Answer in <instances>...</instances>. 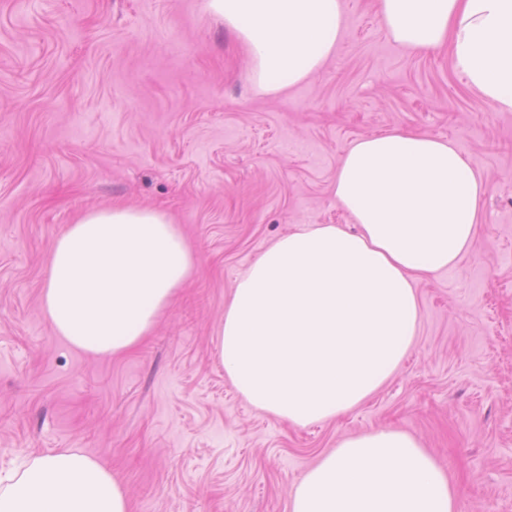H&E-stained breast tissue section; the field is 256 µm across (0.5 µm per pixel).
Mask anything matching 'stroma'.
I'll return each instance as SVG.
<instances>
[{"mask_svg": "<svg viewBox=\"0 0 512 512\" xmlns=\"http://www.w3.org/2000/svg\"><path fill=\"white\" fill-rule=\"evenodd\" d=\"M322 71L260 94L245 47L201 0H0V472L77 448L122 482L131 512H288L337 440L419 437L459 512H512V112L449 48L412 53L375 0H342ZM447 139L483 174L474 248L416 284L412 355L364 404L295 426L237 394L213 327L237 280L302 224L354 222L336 201L363 136ZM166 212L197 252L141 344L94 357L40 308L54 240L92 207Z\"/></svg>", "mask_w": 512, "mask_h": 512, "instance_id": "1", "label": "stroma"}]
</instances>
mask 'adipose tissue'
I'll return each instance as SVG.
<instances>
[{"mask_svg":"<svg viewBox=\"0 0 512 512\" xmlns=\"http://www.w3.org/2000/svg\"><path fill=\"white\" fill-rule=\"evenodd\" d=\"M388 36L412 52L451 45L453 62L498 112H512V0H376ZM246 48L257 89L318 74L346 28L342 0H203ZM334 194L358 226L315 224L280 238L237 282L217 355L257 410L308 425L347 413L414 346L418 279L473 248L482 173L447 140L388 131L354 141ZM194 268L179 225L120 203L85 211L53 242L41 308L53 332L93 356L133 348ZM289 512H458V493L413 435L343 438L293 488ZM0 512H130L117 476L74 448L0 478Z\"/></svg>","mask_w":512,"mask_h":512,"instance_id":"1","label":"adipose tissue"}]
</instances>
